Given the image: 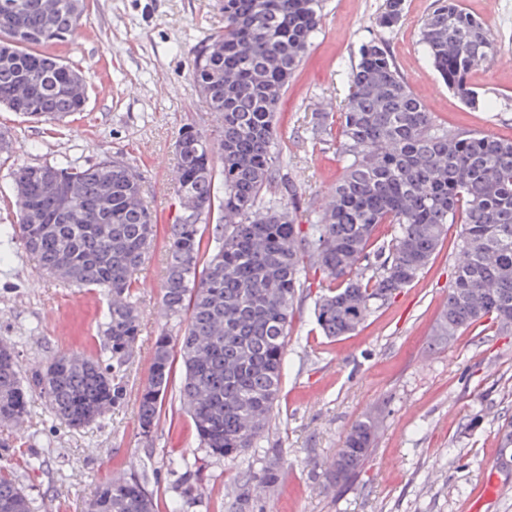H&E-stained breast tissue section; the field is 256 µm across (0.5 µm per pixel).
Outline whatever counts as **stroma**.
Wrapping results in <instances>:
<instances>
[{
  "label": "stroma",
  "mask_w": 512,
  "mask_h": 512,
  "mask_svg": "<svg viewBox=\"0 0 512 512\" xmlns=\"http://www.w3.org/2000/svg\"><path fill=\"white\" fill-rule=\"evenodd\" d=\"M383 2L323 0L321 27L275 114L283 172L298 186L304 210L317 208L345 172L335 137L316 142L311 127L317 113L339 111L359 48L371 39L385 44L438 121L512 138V0H461L498 37L497 52L468 76L481 95L476 109L449 92L420 42L435 0H405L391 30L377 22ZM223 25L217 0H89L88 23L60 49L87 76L85 111L55 126L0 109V130L11 134L9 157L0 162V225L16 221L12 168L65 157L82 164L125 161L143 182L158 226L168 224L178 189L176 133L186 124L207 135L216 128L189 74L191 52ZM460 235V225H449L427 268L353 335L322 336L316 296L304 293L294 307L272 426L257 447L228 458L199 449L180 406L177 373L152 440L138 434L135 407L155 340L177 331L161 311L167 251L164 236H157L136 276L141 335L124 404L100 424L75 431L33 399L0 457L40 512H82L99 484L133 473L163 497H181L178 476L167 466L172 455L202 466L203 491L183 497V512H229L237 476L274 459L280 480L254 492L253 512H460L490 474L499 486L484 512H512V468L496 464L499 429L512 420V335L477 325L451 342H432L458 266ZM15 252L0 265V341L15 347L23 369L42 366L57 352L99 354L106 299L41 276L23 247ZM368 416L377 422L368 463L351 485L330 483L326 467L352 424ZM33 455L43 460L41 469H30Z\"/></svg>",
  "instance_id": "1"
}]
</instances>
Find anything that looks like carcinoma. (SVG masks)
I'll use <instances>...</instances> for the list:
<instances>
[{
    "label": "carcinoma",
    "instance_id": "cac0c4a2",
    "mask_svg": "<svg viewBox=\"0 0 512 512\" xmlns=\"http://www.w3.org/2000/svg\"><path fill=\"white\" fill-rule=\"evenodd\" d=\"M80 0H0V106L37 121H63L82 111L87 88L67 82L75 67L56 54L68 33L87 22ZM224 30L193 50L191 71L218 120L215 134L182 126L174 155L178 206L167 227L165 317L178 335L155 342L148 385L136 410L140 436L159 422L175 359L180 394L199 440L214 457H235L268 432L281 391L294 304L314 283H328L315 303L316 323L330 338L349 336L383 303L409 285L438 249L447 225L460 224L461 259L434 329L442 342L488 322L512 335V139L460 130L437 121L400 76L392 55L374 39L351 68L342 112H321L312 128L321 140L339 126L337 149L348 161L342 180L303 223L298 189L279 178L274 117L288 81L307 55L322 20V0H219ZM404 0H385L378 24L393 28ZM433 68L448 89L476 108L480 95L466 75L497 52L498 40L462 7L440 0L420 30ZM222 175V194L215 187ZM15 196L48 224L0 225V261L18 240L40 272L63 283L101 288L112 298L101 323L100 354L56 353L21 376L12 347L0 345V424L24 419L33 394L50 417L73 429L98 423L126 396V368L141 332L133 275L145 264L157 233L140 178L121 160L82 165L63 158L12 173ZM112 184V206H98ZM196 211L186 213L184 196ZM224 226L210 249L202 225ZM380 224L390 242L371 252ZM498 464L512 466V420L499 429ZM376 423L347 432L327 468L345 484L368 461ZM184 492L200 486L183 459L168 460ZM279 481L273 463L238 476L232 512H249L251 491ZM0 512H37L33 499L0 465ZM84 512H180L138 475L100 485Z\"/></svg>",
    "mask_w": 512,
    "mask_h": 512
}]
</instances>
